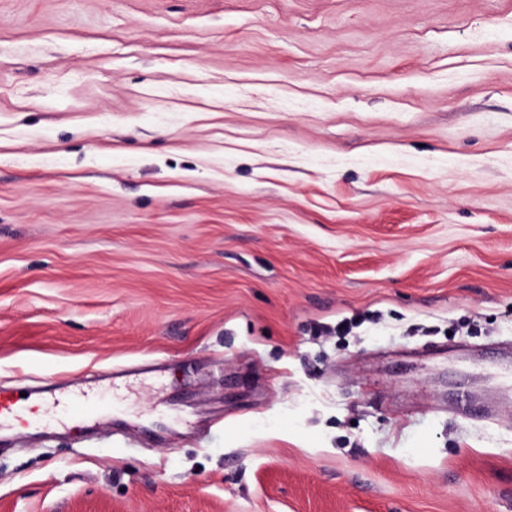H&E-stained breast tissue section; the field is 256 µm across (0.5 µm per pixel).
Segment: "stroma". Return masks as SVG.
I'll return each instance as SVG.
<instances>
[{
  "label": "stroma",
  "mask_w": 512,
  "mask_h": 512,
  "mask_svg": "<svg viewBox=\"0 0 512 512\" xmlns=\"http://www.w3.org/2000/svg\"><path fill=\"white\" fill-rule=\"evenodd\" d=\"M0 512H512V0H0ZM20 393H26V397H20ZM31 396L26 387H19L12 392L0 394V427L2 423L22 422L23 411L27 408Z\"/></svg>",
  "instance_id": "stroma-1"
}]
</instances>
